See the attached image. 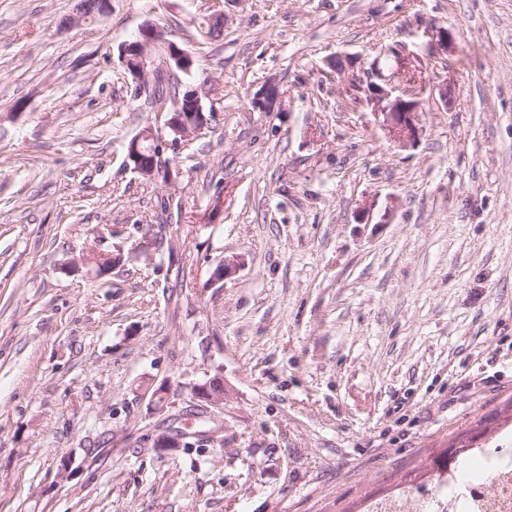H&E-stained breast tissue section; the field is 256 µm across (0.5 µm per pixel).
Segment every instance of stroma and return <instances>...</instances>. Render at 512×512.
Listing matches in <instances>:
<instances>
[{"mask_svg":"<svg viewBox=\"0 0 512 512\" xmlns=\"http://www.w3.org/2000/svg\"><path fill=\"white\" fill-rule=\"evenodd\" d=\"M77 3L0 0V512H360L430 493L451 432L512 438V0ZM149 19L223 98L169 183L124 165L164 122L118 55ZM431 26L455 46L403 148L320 77ZM214 378L223 444L156 448Z\"/></svg>","mask_w":512,"mask_h":512,"instance_id":"stroma-1","label":"stroma"}]
</instances>
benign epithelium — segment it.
Here are the masks:
<instances>
[{
    "mask_svg": "<svg viewBox=\"0 0 512 512\" xmlns=\"http://www.w3.org/2000/svg\"><path fill=\"white\" fill-rule=\"evenodd\" d=\"M428 37L429 40L423 42V45L436 59L440 54L448 52V46L453 42L451 30L444 27L430 28ZM159 39L157 27L148 21L140 27L136 39L123 43L119 48L121 63L126 72L132 75L135 87L143 94L151 93L159 78L167 72L192 74L193 56L173 43L167 45L166 55L162 59L154 56L151 48ZM348 85L363 94V101L373 112L384 116L383 126L390 140L404 147L415 144L420 132L419 102L405 98L399 86L384 80L378 71L373 73V80L365 86L359 84L354 77L348 80ZM218 104L220 101L215 96L210 78H205L199 85L191 82L179 83L176 93L157 98L158 112L166 114L163 126H147L130 140L126 149L125 165L135 172L145 174L141 142L146 141L149 143L152 168L165 170L166 152H179L189 141L212 128ZM239 266L240 262L235 258L224 260L206 283V287H216ZM190 395L193 400L203 405L215 423L212 429L199 433V438L212 442L224 431V424L219 422L216 414V411L224 409V392H212L209 386L197 384L190 387Z\"/></svg>",
    "mask_w": 512,
    "mask_h": 512,
    "instance_id": "obj_1",
    "label": "benign epithelium"
}]
</instances>
